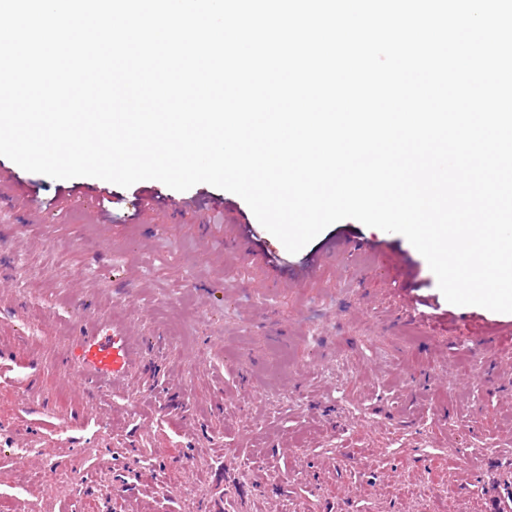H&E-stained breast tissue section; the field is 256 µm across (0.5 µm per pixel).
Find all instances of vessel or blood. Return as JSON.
I'll use <instances>...</instances> for the list:
<instances>
[{
	"label": "vessel or blood",
	"instance_id": "obj_1",
	"mask_svg": "<svg viewBox=\"0 0 512 512\" xmlns=\"http://www.w3.org/2000/svg\"><path fill=\"white\" fill-rule=\"evenodd\" d=\"M366 248L387 255L391 264L405 266V258L386 245L376 241H365L353 233H345L341 242H327L319 250L310 253L306 261L292 272L293 280H300L313 274L328 258L335 254L337 246ZM75 358L83 372L105 382L116 384L125 376L132 363L136 349L121 328L103 327L82 338L74 351Z\"/></svg>",
	"mask_w": 512,
	"mask_h": 512
}]
</instances>
